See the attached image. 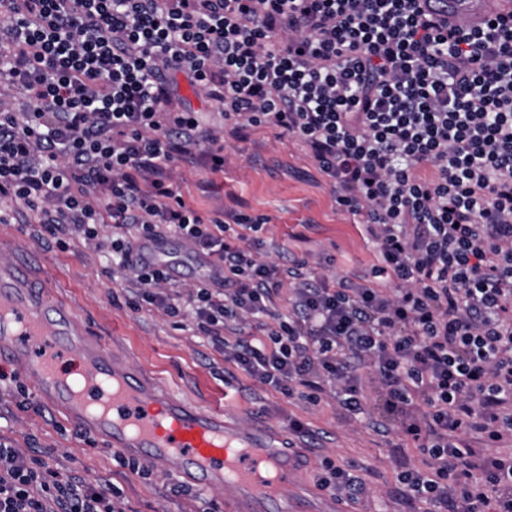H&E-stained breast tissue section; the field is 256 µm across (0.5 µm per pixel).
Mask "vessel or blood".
I'll list each match as a JSON object with an SVG mask.
<instances>
[{"label": "vessel or blood", "instance_id": "1", "mask_svg": "<svg viewBox=\"0 0 512 512\" xmlns=\"http://www.w3.org/2000/svg\"><path fill=\"white\" fill-rule=\"evenodd\" d=\"M430 0L449 22L512 11V0ZM171 236L142 241L139 258L165 264ZM50 278L26 256L0 258V373L36 389L74 432L182 484L217 491L226 512H342L317 487L284 421H239L223 410L177 396L158 379L110 353L50 290Z\"/></svg>", "mask_w": 512, "mask_h": 512}]
</instances>
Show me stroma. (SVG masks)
<instances>
[{"label": "stroma", "mask_w": 512, "mask_h": 512, "mask_svg": "<svg viewBox=\"0 0 512 512\" xmlns=\"http://www.w3.org/2000/svg\"><path fill=\"white\" fill-rule=\"evenodd\" d=\"M175 102L198 113L203 124L223 136L224 119L204 90L186 74L171 73ZM200 147L175 161L171 181L186 203L206 217L244 213L268 219L258 233L263 259L284 267L307 261L315 272L356 282L372 281L375 251L355 217L340 209L332 188L299 140L260 126L246 139L225 138L224 169L214 173L200 159ZM16 243L38 268L52 273V292L74 311L108 350L124 354L172 391L207 406H221L243 420L293 417L311 440L300 443L310 472L323 458L354 462L372 489L350 512H415L416 503L399 490L395 453L412 464L422 458L383 409L381 396L366 399L379 427L345 420L334 397L316 406L286 398L225 360L196 329L191 317L172 318L150 307H134L128 288L113 279L103 253L84 241L56 238L24 205L0 202V239ZM0 437L20 453L52 449L47 463L59 473L81 472L88 481L109 479L120 490L121 512H225L223 505L178 482L163 469L143 477L130 471L118 450L78 437L51 408L20 409L14 384H0Z\"/></svg>", "instance_id": "1"}]
</instances>
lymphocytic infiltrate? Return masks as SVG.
Returning a JSON list of instances; mask_svg holds the SVG:
<instances>
[{
    "mask_svg": "<svg viewBox=\"0 0 512 512\" xmlns=\"http://www.w3.org/2000/svg\"><path fill=\"white\" fill-rule=\"evenodd\" d=\"M173 71L232 135L270 126L307 146L387 287L262 260V218L233 233L185 202L171 164L199 146L216 173L224 147L174 107ZM3 84L34 109L0 100V198L96 242L139 301L191 315L260 384L313 406L334 389L357 420L371 377L422 456L398 474L407 497L512 512V12L451 25L425 0H0ZM161 233L212 256L223 287L183 297L139 263ZM251 318L258 337L226 339ZM353 470L327 458L316 478L355 500ZM118 495L0 441V512H121Z\"/></svg>",
    "mask_w": 512,
    "mask_h": 512,
    "instance_id": "f902f5d3",
    "label": "lymphocytic infiltrate"
}]
</instances>
